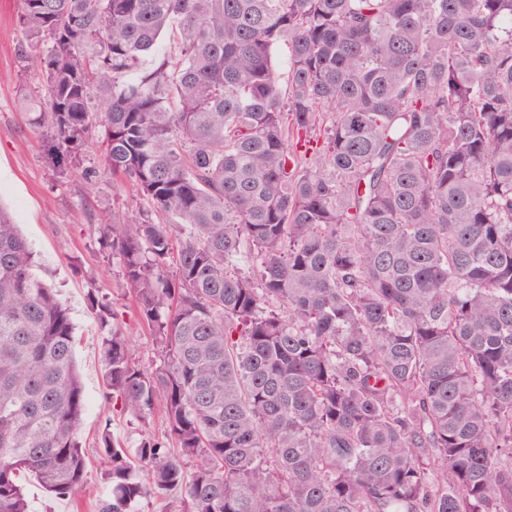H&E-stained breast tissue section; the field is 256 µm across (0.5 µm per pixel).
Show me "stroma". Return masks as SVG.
<instances>
[{
	"label": "stroma",
	"mask_w": 512,
	"mask_h": 512,
	"mask_svg": "<svg viewBox=\"0 0 512 512\" xmlns=\"http://www.w3.org/2000/svg\"><path fill=\"white\" fill-rule=\"evenodd\" d=\"M19 7L20 0H0V206L19 224L33 248L37 274L56 289L76 326V362L86 398L80 442L88 463L86 484L71 496L47 493L30 476L23 477L22 484L31 512H99L111 495L98 455L102 430L110 429L128 449L135 448L144 432L164 431L161 420L140 421L106 401L99 324L87 301L91 291L112 300L117 321L132 328L134 358L143 364L156 359L148 331L135 325V304L122 287L118 258L106 256L97 242L100 227L134 219L141 200L131 182L113 184L106 171L100 174L99 191L93 193L77 171L65 185L55 183L41 133L20 110L22 94L36 91L39 78L17 57Z\"/></svg>",
	"instance_id": "obj_1"
}]
</instances>
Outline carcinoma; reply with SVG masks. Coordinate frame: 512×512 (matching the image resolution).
<instances>
[{
  "label": "carcinoma",
  "mask_w": 512,
  "mask_h": 512,
  "mask_svg": "<svg viewBox=\"0 0 512 512\" xmlns=\"http://www.w3.org/2000/svg\"><path fill=\"white\" fill-rule=\"evenodd\" d=\"M56 182L98 129L160 364L98 309L100 512H512V0H20ZM169 39L178 56L156 54ZM288 44V89L273 50ZM0 208V512L88 478L67 308ZM193 469H188V466ZM180 494L169 497L148 495L140 500L136 512H180Z\"/></svg>",
  "instance_id": "1"
}]
</instances>
